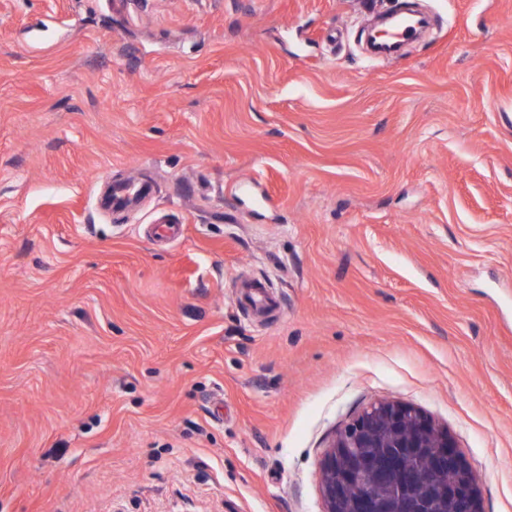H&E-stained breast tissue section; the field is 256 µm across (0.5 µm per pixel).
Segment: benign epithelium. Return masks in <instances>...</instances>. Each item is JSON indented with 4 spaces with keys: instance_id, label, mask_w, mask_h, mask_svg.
<instances>
[{
    "instance_id": "obj_1",
    "label": "benign epithelium",
    "mask_w": 512,
    "mask_h": 512,
    "mask_svg": "<svg viewBox=\"0 0 512 512\" xmlns=\"http://www.w3.org/2000/svg\"><path fill=\"white\" fill-rule=\"evenodd\" d=\"M324 512H483L480 477L418 408L379 401L335 433L321 462Z\"/></svg>"
}]
</instances>
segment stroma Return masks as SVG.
Returning a JSON list of instances; mask_svg holds the SVG:
<instances>
[{"label":"stroma","mask_w":512,"mask_h":512,"mask_svg":"<svg viewBox=\"0 0 512 512\" xmlns=\"http://www.w3.org/2000/svg\"><path fill=\"white\" fill-rule=\"evenodd\" d=\"M423 2L0 0V512H324L384 400L512 512V0Z\"/></svg>","instance_id":"1"}]
</instances>
